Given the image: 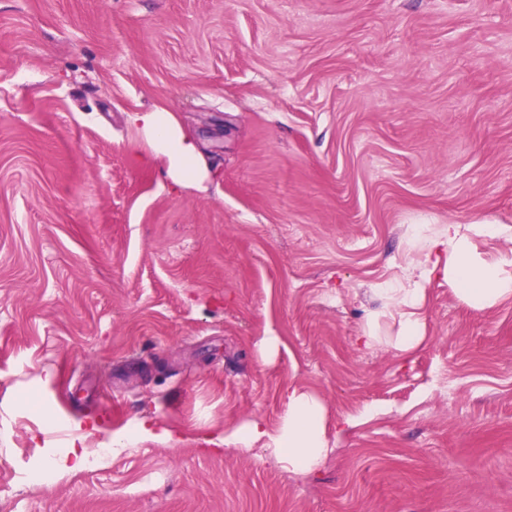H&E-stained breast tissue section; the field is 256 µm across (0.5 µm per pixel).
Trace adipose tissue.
<instances>
[{"instance_id": "obj_1", "label": "adipose tissue", "mask_w": 512, "mask_h": 512, "mask_svg": "<svg viewBox=\"0 0 512 512\" xmlns=\"http://www.w3.org/2000/svg\"><path fill=\"white\" fill-rule=\"evenodd\" d=\"M129 121L149 144L144 161L164 157L168 173L176 183L201 182L202 175L195 161L196 147L185 139L171 113L161 109L133 112ZM486 238L512 241V226L491 221L416 225L413 239L422 244L427 258L409 261L395 282L380 285L378 293L385 303L367 317L365 345L384 343L408 355L425 341L419 310L426 297L424 285L436 272L444 276L457 297L475 311H485L512 300V258H491L481 252L478 243ZM385 317L396 320V335L375 336L376 327ZM325 415V406L319 398L292 388L284 399V413L277 432L251 421L239 426L229 441L242 448L262 445L289 470L311 473L329 453Z\"/></svg>"}]
</instances>
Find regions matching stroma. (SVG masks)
Masks as SVG:
<instances>
[{
    "instance_id": "stroma-1",
    "label": "stroma",
    "mask_w": 512,
    "mask_h": 512,
    "mask_svg": "<svg viewBox=\"0 0 512 512\" xmlns=\"http://www.w3.org/2000/svg\"><path fill=\"white\" fill-rule=\"evenodd\" d=\"M155 106L203 187L141 163ZM485 219L512 0H0V512H512V302L434 276L418 350L359 342L414 225ZM292 385L315 472L217 447ZM141 435L154 436L155 438L162 439L164 441L171 440L173 437L172 432L169 429L162 428L159 430V432L155 433L150 427L146 425L145 421H141L134 427L132 435L126 437L124 441L121 438H117L113 441V444L117 446V448H112V452L119 453L128 449L127 447L130 440Z\"/></svg>"
}]
</instances>
